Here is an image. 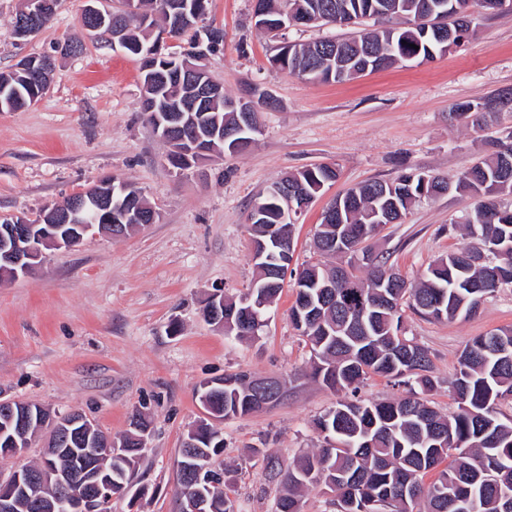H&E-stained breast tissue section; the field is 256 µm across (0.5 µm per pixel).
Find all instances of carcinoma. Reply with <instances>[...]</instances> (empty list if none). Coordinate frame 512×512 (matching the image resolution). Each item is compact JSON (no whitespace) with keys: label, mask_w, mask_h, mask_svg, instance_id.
<instances>
[{"label":"carcinoma","mask_w":512,"mask_h":512,"mask_svg":"<svg viewBox=\"0 0 512 512\" xmlns=\"http://www.w3.org/2000/svg\"><path fill=\"white\" fill-rule=\"evenodd\" d=\"M141 15L125 17V11L103 10L106 24L98 34L121 33L117 43L141 61L142 82L163 72L167 79L150 86L152 96L166 105L188 102L196 88L210 79L201 67L195 74H182L179 59L167 54L148 55L154 43L149 30L153 14L176 15L180 26L167 24V34L179 39L194 30L186 50L199 49L201 28L208 0H140ZM270 22L288 9L301 20L329 22L336 10L368 19L383 14L397 19L395 26L368 30L359 36L293 45L279 68L317 82H339L363 71L392 67L409 60L423 63L456 45L449 34L470 38L471 6L493 14V0H263ZM417 48H412V45ZM49 56H32L25 69L0 72V110L17 111L30 106L49 85ZM204 123L221 129L237 125L240 114L224 111V97L209 99L202 108ZM203 157L194 153L168 158L178 170L194 168ZM339 172L319 164L286 174L288 184L307 198L318 196L338 178ZM448 182L433 176L421 189L420 172L404 171L393 181H371L343 193L336 217L317 225L315 244L323 254L346 249L361 265L372 266L370 278L351 273L358 287L337 283L346 307H322L305 311L307 297L318 299L317 289L328 266L320 261L291 271L296 275L297 296L290 318L310 345L313 379L342 395L336 404L314 421L322 439L317 451L292 465L267 460L272 477H281L286 492L276 502V512H299L298 490L316 488L319 481L336 482V512H512V419L503 418L500 404L512 396V329H499L475 337L461 352L452 383L456 411L445 415L422 398L409 396L389 401L355 397L360 385L381 376L397 386H417L423 392L434 388L429 350L407 336H398L406 305L435 321L452 322L470 317L481 304L504 286H512V206L500 203L512 195V144L487 157H480L458 177L455 189L472 196L476 203L464 224L467 245L434 260L415 285L387 260L364 246L378 226L401 223L412 204L423 196L448 191ZM268 224L277 225L284 236L293 224L282 220V202L269 195L260 201ZM227 307L249 320L240 339L254 338L256 321L241 309L240 300L225 299ZM420 357L403 353L404 343ZM252 373L224 375V385L209 394L212 413L226 419L255 412L250 391ZM103 432L85 429L73 448H95ZM196 449L222 455L224 445L210 439L201 428ZM437 476L425 481L431 472ZM414 485L420 502L403 500L401 487Z\"/></svg>","instance_id":"cac0c4a2"}]
</instances>
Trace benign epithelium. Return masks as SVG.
<instances>
[{"mask_svg":"<svg viewBox=\"0 0 512 512\" xmlns=\"http://www.w3.org/2000/svg\"><path fill=\"white\" fill-rule=\"evenodd\" d=\"M225 109L242 113L243 120L251 129V136L259 133L256 116L252 114L253 107L245 106L236 101L225 103ZM195 106L175 108L167 112H157L156 102L150 101L146 106L148 117L162 139L176 136L177 131L191 127L194 129L196 140L191 142L195 146L204 140L198 130V121L193 115ZM117 179L106 177L97 182V193L91 195L87 191H78L69 195L65 204L68 224L73 227L60 240V226L57 224H43V220L31 222L18 216L8 221L10 224V239L0 243V273L8 270L13 273L27 271L28 261H36L44 255L43 247L54 246L68 248L80 244L90 233L105 232L114 238L125 236L124 224L155 222L156 215L146 217L128 207L112 210V184ZM276 197L287 202L283 209V218L288 215H302L307 211L310 200L301 198L295 202L288 200V183L284 182L274 186ZM45 225L41 231H36L39 225ZM224 299L222 290L217 289L211 295L212 306L203 310V317L209 322L218 325L224 330L235 327L233 316L222 315L215 308L217 301ZM40 426L52 430L55 441L69 436L70 428L82 423L77 413L71 411L65 415L51 413L44 406H39ZM150 434L145 433L138 438V447L129 448L126 443L115 441L105 448H85L84 466L86 479L76 481L64 469L54 462H46L40 467L31 468L23 465L14 470L7 478H0V512H15L19 493H24L31 507L39 509L46 499L45 492L55 490L67 512H109L112 503V478L102 476L104 472L103 460L111 457L126 461L137 460L148 449ZM224 480L223 472L219 471L211 455L195 454L193 452L184 456L181 464V484L179 494L182 499L181 512H204L203 507L208 497L214 496V487Z\"/></svg>","mask_w":512,"mask_h":512,"instance_id":"7a95c632","label":"benign epithelium"}]
</instances>
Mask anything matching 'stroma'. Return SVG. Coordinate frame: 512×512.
I'll return each instance as SVG.
<instances>
[{
	"mask_svg": "<svg viewBox=\"0 0 512 512\" xmlns=\"http://www.w3.org/2000/svg\"><path fill=\"white\" fill-rule=\"evenodd\" d=\"M22 0H0V72L67 41L81 52L58 58L46 94L29 108L0 112V217L36 219L64 197L106 176L136 183L159 220L121 239L87 237L51 249L32 275L0 282V392L56 413L78 410L112 436L145 415L153 435L129 493L112 512H179V448L202 413L200 383L237 371L285 380L280 402L222 424V460L236 512H275L283 492L265 454L289 463L319 447L313 421L336 394L309 379L310 348L290 320L292 279L258 335L241 340L204 321L209 293L237 296L254 274L248 217L284 173L315 164L340 170L294 226V264L314 260L313 235L338 193L393 180L414 167L455 180L512 130V109L484 118L458 115L512 92V12L474 10V36L434 61L376 71L346 82L289 75L270 59L282 43L350 36L351 28L298 24L278 36L257 28L253 0H209V23L224 30L206 67L226 94L274 106L259 113L261 134L247 151L177 173L167 145L142 116L139 63L80 24L85 0H60L37 34L17 38L11 21ZM474 206L451 190L417 201L403 221L371 240L389 264L418 281L438 256L466 242L450 230ZM408 337L431 353L429 405L451 413L457 359L474 337L512 327V287L451 323L404 309Z\"/></svg>",
	"mask_w": 512,
	"mask_h": 512,
	"instance_id": "1",
	"label": "stroma"
}]
</instances>
